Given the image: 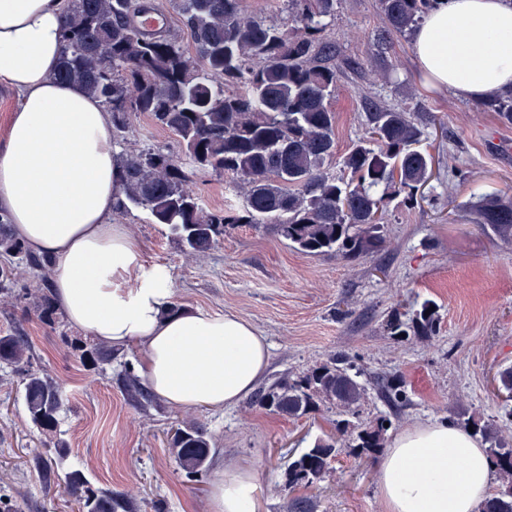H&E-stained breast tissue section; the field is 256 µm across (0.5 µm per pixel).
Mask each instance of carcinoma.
Listing matches in <instances>:
<instances>
[{
    "label": "carcinoma",
    "instance_id": "carcinoma-1",
    "mask_svg": "<svg viewBox=\"0 0 512 512\" xmlns=\"http://www.w3.org/2000/svg\"><path fill=\"white\" fill-rule=\"evenodd\" d=\"M242 2L169 0L189 38L187 48L177 33L140 27L139 18L154 7L152 0H66L58 79L84 86L112 113V139L126 138L131 117L145 115L173 132L182 152L147 148L117 156L116 208L146 211L191 252L211 249L229 224H270L300 253L367 258L384 242L386 201L401 196L404 204H412L429 178L430 157L421 149L424 126L407 108L370 101L365 104L367 138L336 157L332 101L342 72L332 63L325 19L334 16L337 0H288V26L246 16ZM438 2L377 0L386 37L412 36ZM481 109L511 125L512 91L484 101ZM183 156L195 169L228 174L243 185V208L206 209L187 185ZM335 161L339 176L330 172ZM474 219L512 239L511 198L480 197ZM0 256L20 258L36 272L53 263L28 251L2 215ZM431 306L424 302L409 323L397 312L391 315V334H436L439 317ZM32 309L40 319L55 321L49 282H43ZM32 359L24 337L0 336V366L21 376L31 422L55 435L61 391L47 372L34 368ZM358 377L349 357L338 354L301 379L278 382L257 395V404L293 418L321 404L347 415L336 423L346 445L316 441L288 465V487L322 480L342 453L372 457L385 447L387 417L366 423L348 419L367 399ZM464 426L481 434L499 475L497 489L479 512H512V436L474 418ZM169 446L187 474L208 471L211 443L203 425L174 429ZM67 457L58 440L43 464L64 472V490L78 512H134L127 496L92 487L81 469L66 466Z\"/></svg>",
    "mask_w": 512,
    "mask_h": 512
}]
</instances>
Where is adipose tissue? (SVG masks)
Listing matches in <instances>:
<instances>
[{
  "instance_id": "ef3b65f1",
  "label": "adipose tissue",
  "mask_w": 512,
  "mask_h": 512,
  "mask_svg": "<svg viewBox=\"0 0 512 512\" xmlns=\"http://www.w3.org/2000/svg\"><path fill=\"white\" fill-rule=\"evenodd\" d=\"M65 0H0V84L19 95L0 141V209L17 235L55 260L54 296L96 339L142 348L153 392L177 408L237 404L264 375L267 344L243 317L172 310L166 274L110 217L118 168L101 102L56 77ZM434 86L483 102L512 90V0H440L412 35ZM494 465L472 432L419 424L396 435L380 467L385 512H478ZM256 475L229 463L209 512H255Z\"/></svg>"
}]
</instances>
